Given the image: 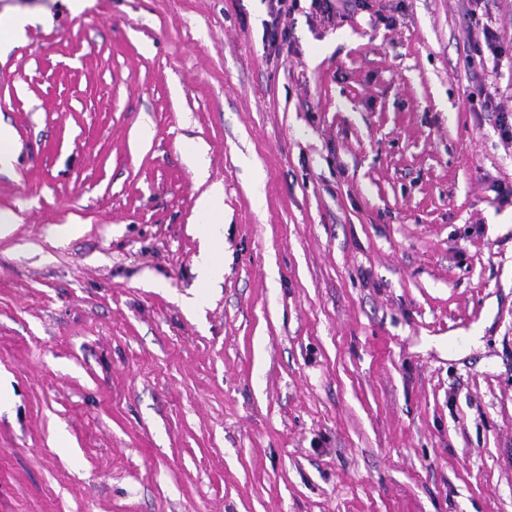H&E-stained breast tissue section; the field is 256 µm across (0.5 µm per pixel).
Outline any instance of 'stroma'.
Segmentation results:
<instances>
[{"instance_id": "stroma-1", "label": "stroma", "mask_w": 512, "mask_h": 512, "mask_svg": "<svg viewBox=\"0 0 512 512\" xmlns=\"http://www.w3.org/2000/svg\"><path fill=\"white\" fill-rule=\"evenodd\" d=\"M310 4L0 0V512H512V59ZM295 1L291 0V6L287 5L288 0H269L268 9L271 20L266 21V35L268 38V47L271 49L270 57H279L282 43L289 40V32L285 26H281L280 20L283 13H289L292 7L295 6ZM479 92L484 97L487 110L497 112L496 117L502 139L512 144V113L509 115V113L505 112L500 104L495 101L497 89L492 92L489 88L482 85L479 88ZM224 192L220 187H214L208 194L202 196L198 201L199 211L207 218L206 236L208 238H219L222 236L221 225L224 223L223 211Z\"/></svg>"}]
</instances>
